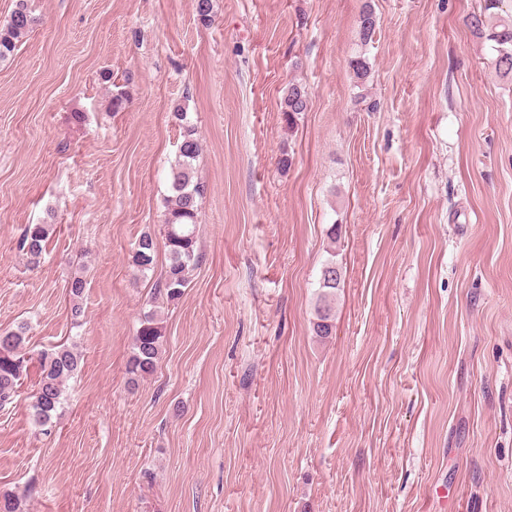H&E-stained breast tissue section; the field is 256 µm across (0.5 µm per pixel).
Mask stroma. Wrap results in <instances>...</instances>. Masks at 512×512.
Listing matches in <instances>:
<instances>
[{"label":"stroma","instance_id":"stroma-1","mask_svg":"<svg viewBox=\"0 0 512 512\" xmlns=\"http://www.w3.org/2000/svg\"><path fill=\"white\" fill-rule=\"evenodd\" d=\"M27 3L38 23L0 61V331L81 364L51 433L32 379L0 409V493L30 489L25 512H512V80L466 24L484 0H214L209 26L195 0ZM291 82L311 106L290 126ZM179 107L202 260L131 389L167 249L143 274L132 254L160 231ZM29 224L53 227L34 270ZM336 262L333 258H330L325 261L323 264L320 277H319V303L316 307V319L317 322L314 323V332L316 336L321 338H328L332 335L333 328V302L334 297L336 296V290L340 288L341 276L336 275ZM334 266V273L337 276L332 278V283H324L323 281V269L326 267ZM86 288V281L81 275L74 276L69 283V294L72 299L71 317L74 323H80L84 317L83 296ZM155 316L154 311L144 313L133 338V351L126 366L128 384L131 386L137 385L155 372L165 338Z\"/></svg>","mask_w":512,"mask_h":512}]
</instances>
